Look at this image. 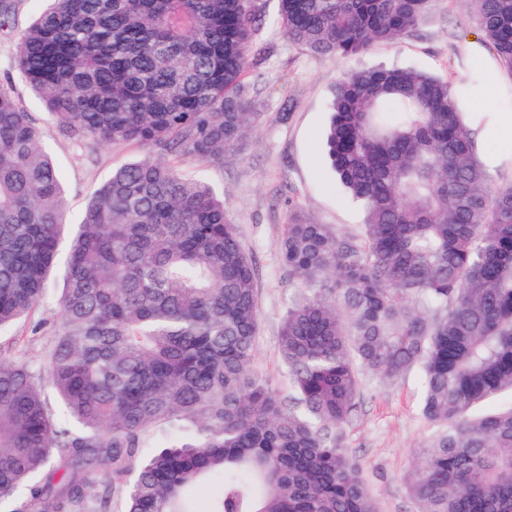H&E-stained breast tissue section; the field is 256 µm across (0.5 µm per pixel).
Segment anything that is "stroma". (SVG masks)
Masks as SVG:
<instances>
[{
	"label": "stroma",
	"mask_w": 512,
	"mask_h": 512,
	"mask_svg": "<svg viewBox=\"0 0 512 512\" xmlns=\"http://www.w3.org/2000/svg\"><path fill=\"white\" fill-rule=\"evenodd\" d=\"M0 25V89L13 95L41 132V143L57 163L64 187L63 249L48 277V290L34 312L0 334V346H15L18 356L42 368L61 320L58 305L70 243L93 193L113 170L140 159L133 143H76L51 117L38 93L12 61L22 32L47 6V0H9ZM266 50L250 66L244 83L256 100L259 117L234 151L219 163L177 156L184 176L205 177L224 196V209L257 267L261 325L254 368L280 391L288 376L279 355V327L290 294L297 286L280 262V240L292 209L344 236L362 233L365 214L340 187L324 143L329 106L337 80L352 70L377 64L399 65L447 78L474 131L512 114V72L498 62L492 46L475 28L466 0H432L412 32L394 42L372 45L354 59L317 57L289 43L267 0L258 32ZM429 425L420 411L418 375L392 386H367L345 444L358 460L380 512H416L405 476Z\"/></svg>",
	"instance_id": "stroma-1"
}]
</instances>
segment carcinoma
Masks as SVG:
<instances>
[{"instance_id": "carcinoma-1", "label": "carcinoma", "mask_w": 512, "mask_h": 512, "mask_svg": "<svg viewBox=\"0 0 512 512\" xmlns=\"http://www.w3.org/2000/svg\"><path fill=\"white\" fill-rule=\"evenodd\" d=\"M512 71V0H467ZM288 41L356 58L430 0H277ZM259 0H50L15 67L77 139L134 142L72 238L45 373L0 354V508L379 512L343 443L363 381L417 368L431 426L408 476L418 512H512V184L491 186L448 80L378 66L336 84L325 146L366 213L351 240L296 209L280 254L288 397L254 369L256 268L224 199L166 155L220 162L251 130L243 75ZM64 187L38 127L0 90V330L46 293ZM56 391L53 412L42 379ZM165 442L141 454L145 435ZM57 458L60 479L36 476ZM105 480L96 482V475Z\"/></svg>"}]
</instances>
